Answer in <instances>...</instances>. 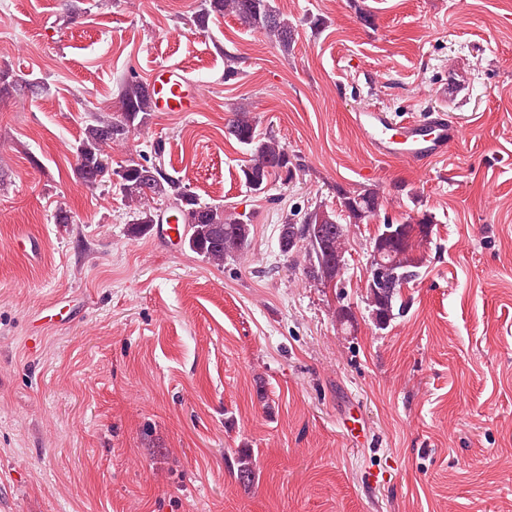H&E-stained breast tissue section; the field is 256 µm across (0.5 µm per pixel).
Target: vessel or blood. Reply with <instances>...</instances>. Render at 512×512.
Masks as SVG:
<instances>
[{"label": "vessel or blood", "instance_id": "1", "mask_svg": "<svg viewBox=\"0 0 512 512\" xmlns=\"http://www.w3.org/2000/svg\"><path fill=\"white\" fill-rule=\"evenodd\" d=\"M153 109L157 112H195L202 105V91L184 74L169 65L154 69L149 76ZM468 88L465 70L454 68L438 95L453 102ZM374 154L382 159H404L425 164L443 157L449 144L458 142L461 126L450 122L447 113L431 111L422 117L394 119L391 113L365 110L354 118Z\"/></svg>", "mask_w": 512, "mask_h": 512}]
</instances>
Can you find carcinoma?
<instances>
[{
    "label": "carcinoma",
    "mask_w": 512,
    "mask_h": 512,
    "mask_svg": "<svg viewBox=\"0 0 512 512\" xmlns=\"http://www.w3.org/2000/svg\"><path fill=\"white\" fill-rule=\"evenodd\" d=\"M225 15H232L248 29L263 33L285 52L294 43L296 28L277 9L274 0H201L194 22L198 29L205 31L211 17ZM25 89L33 95L43 91L36 82L7 70L0 71V93ZM119 102L117 115L96 116L76 144L77 172L84 185L92 188L94 182L104 181L107 175L119 169L122 174L114 187L133 210L135 233L141 234L156 223L148 201L157 198L169 202L171 210L187 224L186 238L193 252L216 265L240 254L250 236V224L244 215L201 203L181 180L167 173L159 163L146 165L130 159L116 169L110 168L107 149L113 143L125 140L132 131L147 126L153 112L150 89L136 76L127 77L120 84ZM226 129L228 136L234 138L248 155L241 173L250 190L262 191L274 178L284 182L293 179L297 164L275 136L257 130V123L250 116L248 107L243 104L237 107L235 117ZM147 167L153 174L145 180L142 172ZM337 198L340 210L336 214L330 213L335 223L329 225L323 236L312 233L315 215L321 210L319 205L299 222L287 219L280 229L279 240L291 245L288 252H294L299 243H305L308 255L305 274L314 281L336 280L337 263L347 252L348 225L368 224L380 215L382 201L376 189H365L359 193L340 189ZM434 226V218L427 212L409 216L401 224L385 217L378 225L374 242L382 247L384 260L391 266V276L377 290H367L368 305L375 321L388 324L395 318V311L404 310V304L398 303L401 290L420 277L425 264L420 246L431 240ZM236 479L245 486L253 482L251 458L244 456L239 459Z\"/></svg>",
    "instance_id": "carcinoma-1"
}]
</instances>
